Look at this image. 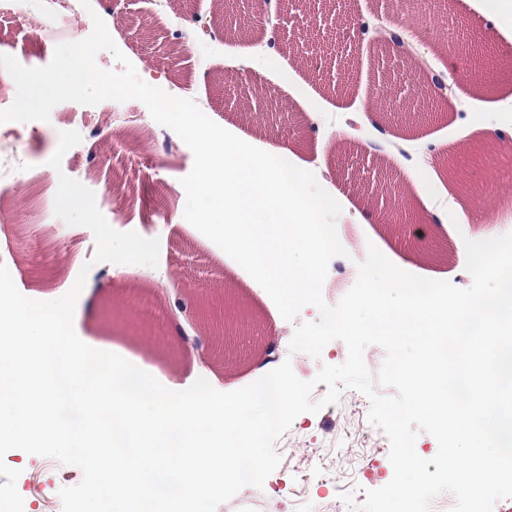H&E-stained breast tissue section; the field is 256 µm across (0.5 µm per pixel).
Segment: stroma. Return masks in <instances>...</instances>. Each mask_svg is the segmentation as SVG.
<instances>
[{
	"label": "stroma",
	"instance_id": "stroma-1",
	"mask_svg": "<svg viewBox=\"0 0 512 512\" xmlns=\"http://www.w3.org/2000/svg\"><path fill=\"white\" fill-rule=\"evenodd\" d=\"M319 17L304 53L290 45L289 25L272 29L251 23L252 9L241 0H90L89 10L69 14L58 41L40 39L42 16L21 12L14 0H0V54L27 67L48 65L57 42L87 38L100 17L139 77H161L168 93L182 92L215 123L247 143L270 152L290 147L321 187L342 206L336 223L347 257L332 261L334 280L324 282L325 302L338 303L357 279L358 262L369 246L385 256L404 252L409 273L459 288L472 278L450 251L454 241L472 237L474 225L440 191L447 181L448 148L467 150L475 128L496 129L512 93V42L500 33L512 18L497 15L491 0H309ZM383 19L403 27L402 46L380 50L363 22ZM208 23L214 40L193 33ZM138 37H131L130 27ZM247 64L263 82L232 102L224 100L227 73ZM442 89L424 95L420 80L432 75ZM311 89L297 100L293 88ZM276 89L290 112L259 107L263 86ZM482 105H474L472 95ZM115 100L94 106L66 101L49 121L0 124V139L16 154L0 163V264L26 297L50 301L67 293L86 273L75 313L79 338L120 356L175 390L197 379L191 356L218 381L243 388L279 366L289 355L288 338L298 324L317 318L314 306L285 320L265 290L184 217L181 183L193 154L169 128L150 126L144 151L134 149V132L109 127L93 133L82 115L118 108ZM75 130L80 144L68 150L60 168L49 164L59 134ZM91 189L109 225L159 241L156 268L95 261L92 231L72 226L54 211L60 175ZM411 187L404 208L420 215L441 211L442 223L428 224L423 243L413 226L402 225L384 182ZM469 185L480 188L488 218L512 210V171L472 165ZM368 204L375 224L360 223L356 211ZM403 208V209H404ZM152 297L158 317L143 321L140 297ZM370 402L355 390L338 404L299 415L276 443L280 466L268 476L265 493L278 496L280 512H296V492L312 481L307 512H323L341 494L362 505L365 492L386 485L393 470L386 436L367 420ZM20 470L17 488L24 512H62L59 491L78 485L81 469L14 449L5 456ZM353 504V505H354Z\"/></svg>",
	"mask_w": 512,
	"mask_h": 512
}]
</instances>
